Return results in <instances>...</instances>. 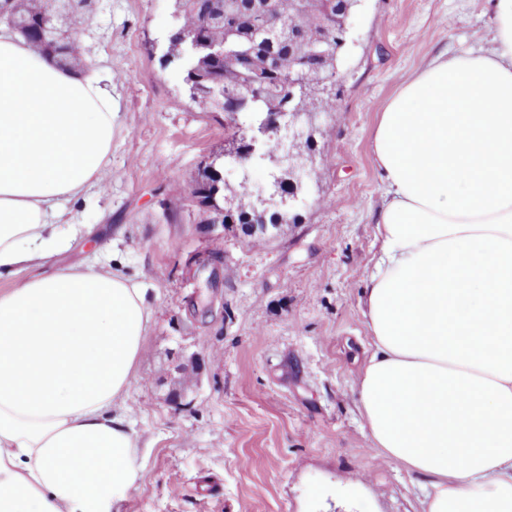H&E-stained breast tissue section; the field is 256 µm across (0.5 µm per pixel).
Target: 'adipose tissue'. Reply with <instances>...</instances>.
<instances>
[{"label": "adipose tissue", "instance_id": "adipose-tissue-1", "mask_svg": "<svg viewBox=\"0 0 512 512\" xmlns=\"http://www.w3.org/2000/svg\"><path fill=\"white\" fill-rule=\"evenodd\" d=\"M489 2L491 49L423 62L371 140L358 408L371 448L425 477L421 512H512V0ZM118 118L96 63L0 31V277L64 247ZM154 314L92 264L0 292V512H112L135 487L140 437L115 408Z\"/></svg>", "mask_w": 512, "mask_h": 512}]
</instances>
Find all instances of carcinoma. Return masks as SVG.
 <instances>
[{
  "mask_svg": "<svg viewBox=\"0 0 512 512\" xmlns=\"http://www.w3.org/2000/svg\"><path fill=\"white\" fill-rule=\"evenodd\" d=\"M225 0H172L171 29L167 54L178 61L182 81L189 98L214 120L223 118L224 100L243 95L247 108L238 113L235 125L245 132L258 127L268 112L288 109V97L296 93L288 77L308 82L323 81L331 73L314 65L311 57L335 41L336 31L329 28L325 13L298 15V0H231L234 8L226 11ZM55 7L54 0H19L9 20L20 35L39 50H48L57 62L68 67L80 61L81 46L52 37L45 29L46 18ZM302 26L303 45L288 43V26ZM217 44L223 57H209L207 46ZM283 151L277 135L266 139L252 165H262L264 156ZM224 160V152L215 155L199 171L191 197L203 212L224 207L226 184L208 181L207 171L227 167L240 178L238 206L250 211L255 205L252 185L247 180L249 166H237Z\"/></svg>",
  "mask_w": 512,
  "mask_h": 512,
  "instance_id": "cac0c4a2",
  "label": "carcinoma"
}]
</instances>
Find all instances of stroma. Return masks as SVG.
<instances>
[{
    "instance_id": "obj_1",
    "label": "stroma",
    "mask_w": 512,
    "mask_h": 512,
    "mask_svg": "<svg viewBox=\"0 0 512 512\" xmlns=\"http://www.w3.org/2000/svg\"><path fill=\"white\" fill-rule=\"evenodd\" d=\"M170 0H92L71 26L112 78L120 130L81 227L52 265L100 259L141 282L155 308L121 404L145 445L117 512H420L423 477L371 448L356 380L372 345L359 300L378 255L380 112L419 63L488 47L487 0H364L315 135V204L252 248L208 232L190 197L224 127L166 59ZM220 250L217 275L195 255ZM197 382L169 401L177 365Z\"/></svg>"
}]
</instances>
